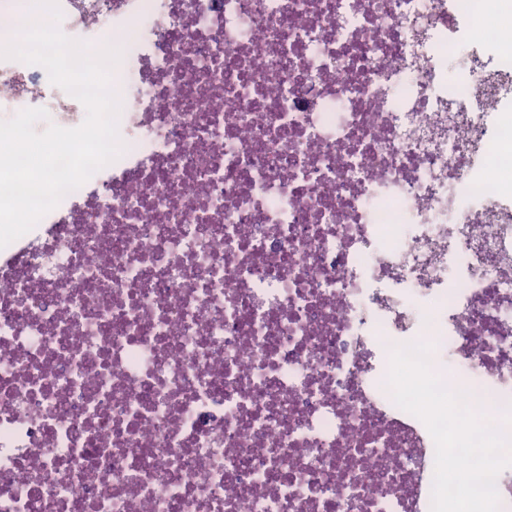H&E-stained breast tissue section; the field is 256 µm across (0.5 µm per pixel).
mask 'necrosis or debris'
<instances>
[{"label": "necrosis or debris", "mask_w": 512, "mask_h": 512, "mask_svg": "<svg viewBox=\"0 0 512 512\" xmlns=\"http://www.w3.org/2000/svg\"><path fill=\"white\" fill-rule=\"evenodd\" d=\"M504 3L58 0L123 151L0 248V512H432L392 348L512 418ZM26 108L86 117L0 59Z\"/></svg>", "instance_id": "necrosis-or-debris-1"}]
</instances>
